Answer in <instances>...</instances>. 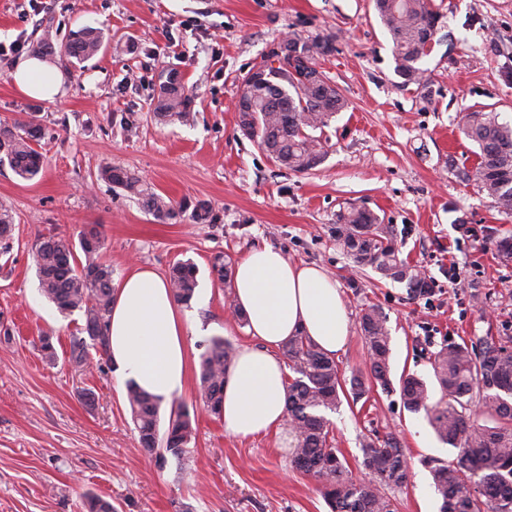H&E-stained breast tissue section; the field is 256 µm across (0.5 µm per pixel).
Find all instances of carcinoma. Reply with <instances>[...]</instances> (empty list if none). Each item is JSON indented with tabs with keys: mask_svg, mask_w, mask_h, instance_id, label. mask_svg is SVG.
Listing matches in <instances>:
<instances>
[{
	"mask_svg": "<svg viewBox=\"0 0 512 512\" xmlns=\"http://www.w3.org/2000/svg\"><path fill=\"white\" fill-rule=\"evenodd\" d=\"M375 9L391 43L395 73L402 84H420L422 61L434 50L433 21L436 11L431 0H375ZM299 45L300 60L316 73L317 59L331 51L333 37H292ZM107 46L103 32L85 26L72 32L58 44L49 30L32 52L40 57L59 55L78 63L85 62ZM266 82L250 90L251 111L239 114L238 127L248 128L247 137L258 144L283 167L306 172L324 159L325 142L318 132L347 107L330 78L315 86L301 87L285 80L283 67L275 68L266 60ZM191 98L183 76L173 68L160 72L159 92L151 112L161 125L190 122ZM460 132L476 147L477 164L462 169V177L473 180L492 198L496 208L512 216V125L499 122L498 113L484 107L465 114ZM46 135L35 112L29 119L13 125L0 123V153L14 174L24 180L35 179L42 171L45 156L38 149ZM96 181L118 187L135 197L141 208L161 223L187 216L199 224L213 222L212 208L204 200L179 203L156 192L136 172L102 163ZM10 207L0 203V253L12 249ZM394 227L383 223L374 212L351 207L337 216L336 242L354 263L370 265L394 282H407L417 292L432 287L417 269L398 258ZM105 238L97 224H87L78 242L61 234H39L35 258L43 295L62 313L83 312L79 335L70 340L69 362L90 367L87 346L101 356L109 352V320L114 299L112 266L101 262ZM167 280L174 300L189 304L198 286L193 263L178 260L168 269ZM360 330L368 352L371 383L387 391L390 379V332L386 316L369 306L360 317ZM40 351L46 362L58 360L53 336L43 334ZM288 359L290 375L285 382L288 421L292 425L291 464L312 476L330 512H397L387 491L403 487L408 480V465L400 440L388 434L383 439L362 443V464L368 479L349 475L347 461L339 457L336 440L326 412H333L341 396L352 401L363 398L366 389L363 374H352L349 390H344L336 360L324 353L309 337H291L282 348ZM235 350L222 336L209 339L199 360V395L206 411L219 415L224 399V380ZM434 375L441 398L430 402L426 382L406 374L400 379V396L412 413L424 412L440 441L456 451L448 463L424 461L432 485L442 499L441 512H512V351L493 336L462 340L442 346L434 353ZM139 443L161 461L173 458L178 465L189 459L196 429L189 410L178 404L171 410L168 428L159 433L160 400L137 387L126 384ZM483 405L482 414L489 423L471 419L472 405Z\"/></svg>",
	"mask_w": 512,
	"mask_h": 512,
	"instance_id": "1",
	"label": "carcinoma"
}]
</instances>
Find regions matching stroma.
I'll use <instances>...</instances> for the list:
<instances>
[{
	"label": "stroma",
	"mask_w": 512,
	"mask_h": 512,
	"mask_svg": "<svg viewBox=\"0 0 512 512\" xmlns=\"http://www.w3.org/2000/svg\"><path fill=\"white\" fill-rule=\"evenodd\" d=\"M439 39L422 64L423 85H402L389 35L373 0H0V122L36 112L46 131V163L33 181L0 165V203L14 212V248L0 262V512H81L86 495L115 512H329L317 482L292 467L279 438H238L198 399L206 340L251 343L225 310L226 287L211 273L214 256L241 260L270 246L294 263L316 264L336 279L351 338L335 355L344 376L367 368L359 327L378 306L390 330L389 391L368 386L358 402L330 413L336 446L353 475L362 473L363 439L396 435L410 464L394 490L398 512H439L423 461L453 460L424 415L407 411L398 380L413 373L441 393L431 365L449 342L493 335L512 343V260L498 258L479 231L512 234V218L459 170L473 166L474 144L458 132L472 108L495 109L512 123V0H432ZM84 25L113 42L134 39L133 55L107 50L61 64L59 96L22 94L10 74L44 28L57 41ZM330 34L336 50L322 62L348 102L324 135L327 155L313 170L278 166L240 132L236 101L246 73L286 35ZM25 40L22 55L11 53ZM176 67L194 97L190 124L150 118L162 65ZM109 161L143 176L174 201H207L218 220L160 223L122 190L96 182ZM356 205L393 225L400 259L435 283L432 299L406 284L356 267L333 235L338 214ZM97 224L101 259L115 278L136 266L166 274L177 260L198 268L199 286L183 311L190 371L178 402L194 410L197 437L186 469L141 448L123 381L111 361L79 368L68 361L81 312L60 313L41 293L34 261L37 233L77 238ZM54 335L59 360L38 349ZM95 395L93 405L84 392Z\"/></svg>",
	"instance_id": "35a3bbf8"
}]
</instances>
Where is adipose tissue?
Instances as JSON below:
<instances>
[{"label": "adipose tissue", "instance_id": "adipose-tissue-1", "mask_svg": "<svg viewBox=\"0 0 512 512\" xmlns=\"http://www.w3.org/2000/svg\"><path fill=\"white\" fill-rule=\"evenodd\" d=\"M11 78L23 94L42 100H54L62 86L57 67L46 58L19 61ZM115 288L109 353L116 371L170 401L188 378L187 319L167 279L151 268H135ZM231 288L254 342L239 348L226 378L224 429L240 438L274 432L281 445H289L283 387L288 369L279 351L299 333L330 355L346 347L350 319L339 285L321 267L293 264L281 251L265 247L236 264Z\"/></svg>", "mask_w": 512, "mask_h": 512}]
</instances>
